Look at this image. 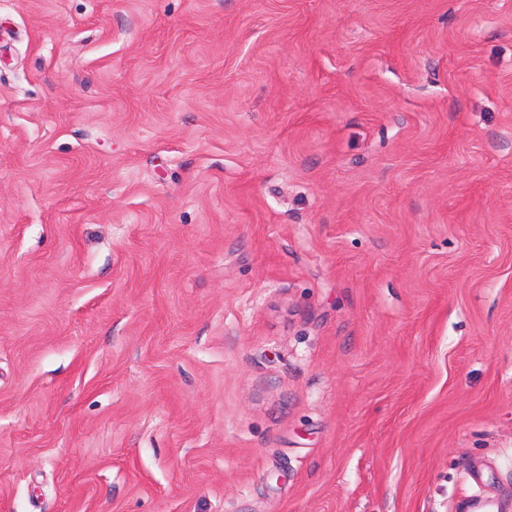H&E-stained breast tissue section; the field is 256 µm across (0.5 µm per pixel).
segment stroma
Returning a JSON list of instances; mask_svg holds the SVG:
<instances>
[{"label": "stroma", "instance_id": "obj_1", "mask_svg": "<svg viewBox=\"0 0 512 512\" xmlns=\"http://www.w3.org/2000/svg\"><path fill=\"white\" fill-rule=\"evenodd\" d=\"M512 512V0H0V512Z\"/></svg>", "mask_w": 512, "mask_h": 512}]
</instances>
